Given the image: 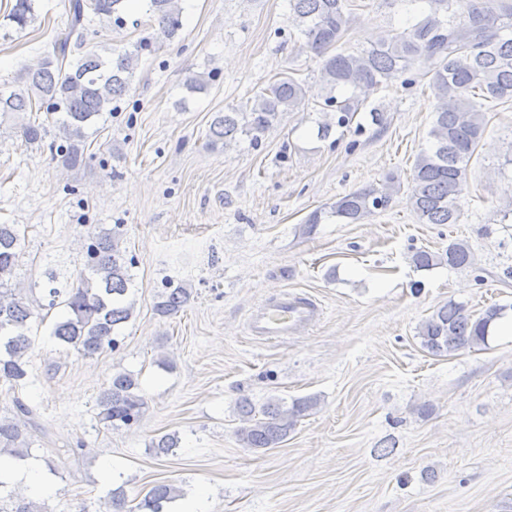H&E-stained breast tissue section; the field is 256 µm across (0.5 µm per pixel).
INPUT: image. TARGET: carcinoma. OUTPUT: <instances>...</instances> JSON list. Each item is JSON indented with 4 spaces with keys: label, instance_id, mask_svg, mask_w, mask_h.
I'll list each match as a JSON object with an SVG mask.
<instances>
[{
    "label": "carcinoma",
    "instance_id": "carcinoma-1",
    "mask_svg": "<svg viewBox=\"0 0 512 512\" xmlns=\"http://www.w3.org/2000/svg\"><path fill=\"white\" fill-rule=\"evenodd\" d=\"M407 2L412 5L407 11L408 27L379 36L358 55L333 52L349 29L345 0H288L289 23L300 34L303 47L323 59L320 81L325 94L320 108L331 113L319 127L323 138L334 125L350 127L374 89L397 81L411 85L413 80L406 74L416 68L429 78L435 95L430 145L416 158L408 203L423 224H456L460 213L455 200L462 191L467 164L485 132L484 112L496 102L512 100V0ZM147 11L150 32L132 48H113L104 57L95 44L97 26L124 28L129 16L127 0H68L66 29L51 42L38 65L25 69L11 82L0 83L1 115L18 118L26 112L45 113L40 122L20 123L18 132L25 143L48 146L51 158L65 168L86 164L87 130L102 114L119 111L120 102L131 94L142 59L156 53L163 42L176 39L183 28L179 0H148ZM36 19L34 0H15L4 15L3 37L25 31ZM217 77L213 71L194 75L185 88L190 93L204 91ZM304 103L302 84L293 76L282 75L244 105L216 113L207 144H222L227 149L246 135L257 146L284 113L297 112ZM396 182L398 177L391 173L381 187L350 192L329 209L314 211L306 223L332 218L357 223L389 205ZM122 228L116 224L109 230L89 232L72 285L59 288L55 286L56 272H45L48 307L63 311L51 336L84 357L118 349L123 327L132 316L133 303L128 296L136 260L121 248ZM24 239L25 231L18 225L0 224V380L13 392L17 413L27 417L32 410L20 394L30 377L32 321L36 317L30 295L39 283L34 281L25 288L16 280ZM412 261L421 269L442 263L458 269L470 266L473 255L466 243L453 242L441 255L419 249ZM191 296L189 288L167 278L154 309L163 317L176 315ZM503 310L492 304L476 317L465 305L450 300L419 325L417 335L423 348L434 356L480 347L487 343L490 327ZM317 404L315 396L297 398L290 404L269 399L259 407L242 398L237 410L243 426L236 436L246 448H277ZM145 406L137 378L120 372L97 398V422L106 429L131 427L138 423ZM178 444L177 435L165 434L152 448L168 455ZM31 445L19 418H0V453L24 461L31 455ZM177 497L175 487L157 484L130 509L120 485L108 491L105 504L109 512H165V505ZM0 512H44V506L0 480Z\"/></svg>",
    "mask_w": 512,
    "mask_h": 512
}]
</instances>
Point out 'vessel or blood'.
Returning <instances> with one entry per match:
<instances>
[{
	"instance_id": "1",
	"label": "vessel or blood",
	"mask_w": 512,
	"mask_h": 512,
	"mask_svg": "<svg viewBox=\"0 0 512 512\" xmlns=\"http://www.w3.org/2000/svg\"><path fill=\"white\" fill-rule=\"evenodd\" d=\"M316 312L312 301L286 294L259 306L249 318V330L261 338H282L312 321Z\"/></svg>"
}]
</instances>
